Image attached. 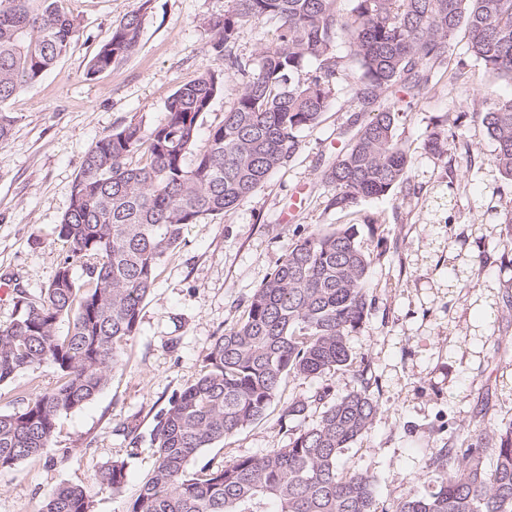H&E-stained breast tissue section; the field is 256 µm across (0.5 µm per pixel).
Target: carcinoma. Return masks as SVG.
Returning a JSON list of instances; mask_svg holds the SVG:
<instances>
[{
	"mask_svg": "<svg viewBox=\"0 0 512 512\" xmlns=\"http://www.w3.org/2000/svg\"><path fill=\"white\" fill-rule=\"evenodd\" d=\"M264 19L275 29L251 64L231 45L241 26ZM202 26L210 49L224 53L226 71L241 77L224 120L201 138L225 88L224 74L205 70L172 94L164 123L132 120L96 141L59 224L65 259L39 296L14 287L11 318L0 323V385L45 363L60 380L23 409L0 413V470L41 456L58 418L107 386L138 331L157 268L185 227L233 210L295 156L299 134L320 123L345 68L335 52L340 33L350 39L361 83L355 99L363 105L398 86L427 89L460 30L487 74L512 81V0H352L346 14L339 0H227L224 13L203 18ZM142 31V10L127 13L92 58L89 75L129 59ZM78 35L64 0H0L1 147L17 122L8 101L66 55ZM307 60L316 67L301 83L293 74ZM402 116L390 106L368 120L355 115L348 149L324 174L333 189L329 206L344 210L408 181L412 157L396 134ZM483 123L495 145L492 162L512 187V99L495 101ZM475 264V256L457 252L448 287L470 284ZM369 266L352 225L288 245L246 316L215 339L200 376L159 416L151 433L154 468L126 512H267L270 503L275 512H376L373 477L340 468L344 448L373 422L376 402L366 388L339 398L328 386L318 389V421L295 429L283 448L200 473L189 469L203 449L264 415L284 376L315 378L347 365L346 336L371 308ZM126 477L123 460L96 473L114 492ZM429 478V495L406 494L393 512H512V422L478 425L466 447L438 449ZM93 504L91 488L64 484L46 496L41 512H93Z\"/></svg>",
	"mask_w": 512,
	"mask_h": 512,
	"instance_id": "carcinoma-1",
	"label": "carcinoma"
}]
</instances>
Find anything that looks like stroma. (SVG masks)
Listing matches in <instances>:
<instances>
[{
	"mask_svg": "<svg viewBox=\"0 0 512 512\" xmlns=\"http://www.w3.org/2000/svg\"><path fill=\"white\" fill-rule=\"evenodd\" d=\"M226 0H66L79 37L69 53L36 84L7 104L18 121L0 148V284H21L32 294L48 285L67 254L58 226L89 148L132 120L164 122L170 96L203 70L224 72L211 51L203 17L223 12ZM143 11L138 51L124 64L92 76L89 63L123 16ZM452 59L418 97L389 94L404 109L397 137L413 165L407 184L353 207H329L322 174L348 144L352 113L372 116L376 105L354 102V68H347L321 122L300 135L299 149L235 210L204 215L188 225L182 243L161 262L155 286L141 305L139 330L123 347L120 365L92 401L59 417L43 456L0 470V512H39L62 484L87 485L112 460L128 464L120 491L95 488L94 512H125L155 464L150 433L170 399L200 376L215 337L244 315L253 291L282 262L296 232L355 225L370 256L367 294L372 306L346 338L348 364L334 374L284 376L265 415L204 449L191 461L229 463L259 456L288 442L282 411L310 400L305 425L322 410L312 397L321 386L333 396L369 389L377 410L369 432L344 449L341 465L373 475L377 512H392L407 493L428 494L432 454L461 443L481 422H512V269L501 270L500 242L512 227L487 220L484 207L505 208L503 179L492 163L494 144L483 116L491 105L483 89L512 98V82L495 80L469 58L464 34ZM494 97V98H495ZM444 130L442 154L425 147ZM301 196L289 212L293 196ZM483 225L476 239L475 225ZM464 244L478 256L469 288L448 285V246ZM494 303L475 308L476 296ZM59 379L49 363L0 385V412L23 408ZM140 425L137 439L118 432L125 420ZM69 448L66 462L57 449Z\"/></svg>",
	"mask_w": 512,
	"mask_h": 512,
	"instance_id": "obj_1",
	"label": "stroma"
}]
</instances>
